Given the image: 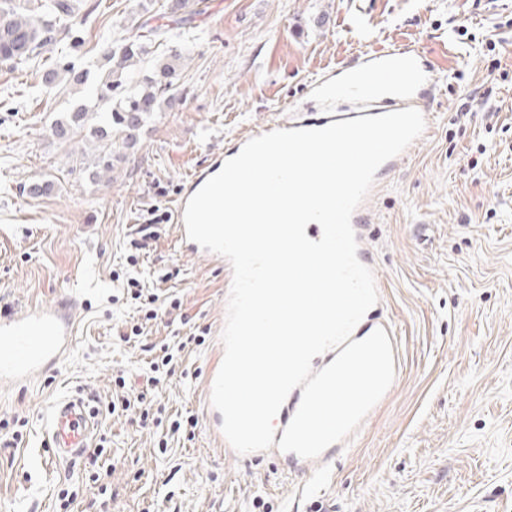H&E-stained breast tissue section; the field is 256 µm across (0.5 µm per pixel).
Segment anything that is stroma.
Wrapping results in <instances>:
<instances>
[{
  "label": "stroma",
  "mask_w": 512,
  "mask_h": 512,
  "mask_svg": "<svg viewBox=\"0 0 512 512\" xmlns=\"http://www.w3.org/2000/svg\"><path fill=\"white\" fill-rule=\"evenodd\" d=\"M146 13L168 30L152 57L189 58L184 104L148 119L111 180L73 172L49 134L78 90L45 88L37 66L0 65V308L70 297L77 326L54 369L0 387V437L25 422L21 443L0 446V512H512V0H202L176 16L170 0H100L77 64L98 75L104 42L139 35ZM410 42L439 68L434 119L384 176L365 230L399 373L324 462L226 454L204 393L232 280L177 248L176 199L240 134L321 109L317 74ZM37 176L56 188L28 197L21 187ZM141 224L155 227L146 245ZM179 342L172 371L147 384L151 361ZM121 376L146 395L123 415L110 411ZM68 397L98 411V460L51 459L44 427ZM189 417L193 438L169 435Z\"/></svg>",
  "instance_id": "35a3bbf8"
}]
</instances>
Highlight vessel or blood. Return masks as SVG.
I'll return each instance as SVG.
<instances>
[{"instance_id":"vessel-or-blood-1","label":"vessel or blood","mask_w":512,"mask_h":512,"mask_svg":"<svg viewBox=\"0 0 512 512\" xmlns=\"http://www.w3.org/2000/svg\"><path fill=\"white\" fill-rule=\"evenodd\" d=\"M438 86L435 65L419 49L406 44L389 51L367 52L341 84L329 80L314 81L315 92L336 94L348 99L345 108L306 112L297 120L277 119L252 128L251 136L276 129H319L334 122L365 116H379L412 106L427 112L426 96ZM227 156L215 154L208 166L196 169L185 183L174 210L176 241L181 249L196 253L200 247L186 237L183 214L189 198L205 181L218 173ZM72 300L48 307L31 306L20 311H0V382L18 383L45 373L73 347L75 317ZM97 420L83 399L75 397L57 402L47 419V442L54 459L67 460L80 455L89 446Z\"/></svg>"}]
</instances>
